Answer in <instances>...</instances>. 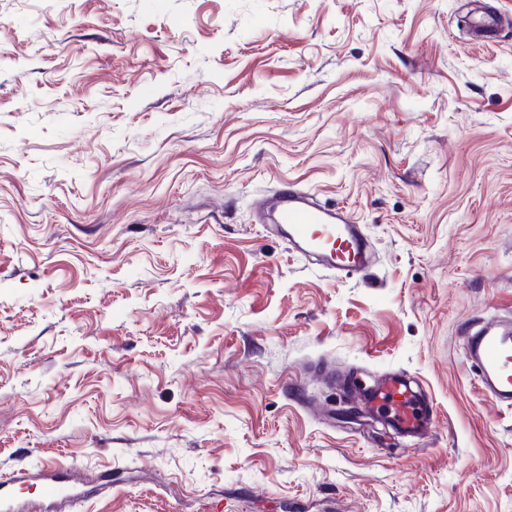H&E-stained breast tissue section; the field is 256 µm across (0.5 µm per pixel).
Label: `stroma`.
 Listing matches in <instances>:
<instances>
[{
	"mask_svg": "<svg viewBox=\"0 0 512 512\" xmlns=\"http://www.w3.org/2000/svg\"><path fill=\"white\" fill-rule=\"evenodd\" d=\"M0 0V475L112 476L73 512H512V412L460 327L512 317V0ZM293 184L374 251L266 236ZM325 365L401 369L412 445Z\"/></svg>",
	"mask_w": 512,
	"mask_h": 512,
	"instance_id": "35a3bbf8",
	"label": "stroma"
}]
</instances>
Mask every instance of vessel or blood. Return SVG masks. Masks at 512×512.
<instances>
[{
	"label": "vessel or blood",
	"instance_id": "b4317fda",
	"mask_svg": "<svg viewBox=\"0 0 512 512\" xmlns=\"http://www.w3.org/2000/svg\"><path fill=\"white\" fill-rule=\"evenodd\" d=\"M253 207L270 217L272 232L291 250L315 257L325 268L352 274L370 268L368 242L360 225L343 209L318 205L298 188L258 195ZM462 333L479 386L493 406L511 410L512 321L489 318L464 327ZM324 381L339 386L360 414L383 421L404 438L423 441L437 427L438 409L431 393L404 372L389 371L371 383L354 374L339 379L328 373ZM27 484L37 486L40 499L48 504L88 495L73 483L70 467L50 458L41 466L18 469L0 480V512H20L12 497L16 487Z\"/></svg>",
	"mask_w": 512,
	"mask_h": 512
}]
</instances>
